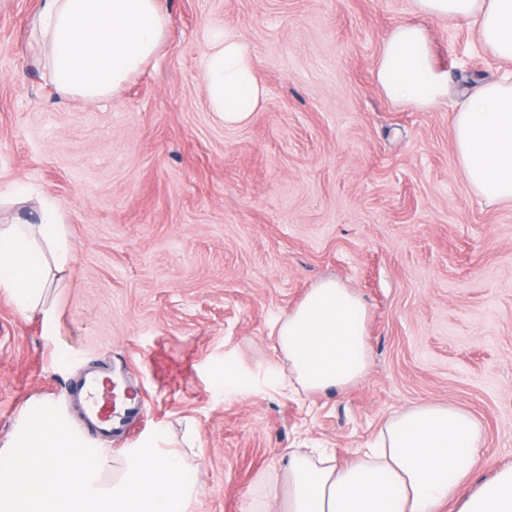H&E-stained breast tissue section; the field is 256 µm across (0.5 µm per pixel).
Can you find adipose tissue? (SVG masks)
Instances as JSON below:
<instances>
[{
	"label": "adipose tissue",
	"instance_id": "1",
	"mask_svg": "<svg viewBox=\"0 0 512 512\" xmlns=\"http://www.w3.org/2000/svg\"><path fill=\"white\" fill-rule=\"evenodd\" d=\"M425 17L463 20L481 46L512 62V0H414ZM60 92L92 103L114 95L158 53L168 18L160 0H40L31 21ZM374 79L390 99L429 107L448 96L426 29L395 26ZM211 112L225 127L246 124L266 92L249 43L229 30L209 36L203 74ZM454 159L475 194L512 204V72L478 82L453 117ZM72 260L59 206L41 199L37 223L0 226V293L25 317L50 320L47 296ZM367 309L333 279L320 282L271 334L288 361V387H345L368 372ZM483 430L467 411L423 405L389 419L377 447L338 463L332 450L290 452L287 512H512V465L487 480L476 470Z\"/></svg>",
	"mask_w": 512,
	"mask_h": 512
}]
</instances>
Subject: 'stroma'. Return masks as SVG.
I'll return each mask as SVG.
<instances>
[{"instance_id":"obj_1","label":"stroma","mask_w":512,"mask_h":512,"mask_svg":"<svg viewBox=\"0 0 512 512\" xmlns=\"http://www.w3.org/2000/svg\"><path fill=\"white\" fill-rule=\"evenodd\" d=\"M40 0H0V225L57 201L74 256L52 289L55 335L0 294V447L20 412L60 407L95 448L193 424V512H280L292 448L339 462L424 404L472 413L480 473L512 465V204L474 195L457 168L460 92L505 67L468 26L414 0H162L159 53L113 97L57 91L29 22ZM422 23L447 100H390L373 71L386 34ZM249 42L266 102L227 128L203 71L212 29ZM30 189L28 198L9 195ZM366 304L370 367L345 388L287 389L269 337L321 280ZM236 369L225 396L214 367ZM147 393L132 434L98 438L62 394L89 368Z\"/></svg>"}]
</instances>
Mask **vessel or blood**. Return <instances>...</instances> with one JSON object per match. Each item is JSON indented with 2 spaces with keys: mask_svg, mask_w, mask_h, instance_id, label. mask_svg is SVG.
I'll use <instances>...</instances> for the list:
<instances>
[{
  "mask_svg": "<svg viewBox=\"0 0 512 512\" xmlns=\"http://www.w3.org/2000/svg\"><path fill=\"white\" fill-rule=\"evenodd\" d=\"M76 399L85 422L104 437L129 429L134 418L147 411L140 390L95 373L84 376Z\"/></svg>",
  "mask_w": 512,
  "mask_h": 512,
  "instance_id": "obj_1",
  "label": "vessel or blood"
}]
</instances>
